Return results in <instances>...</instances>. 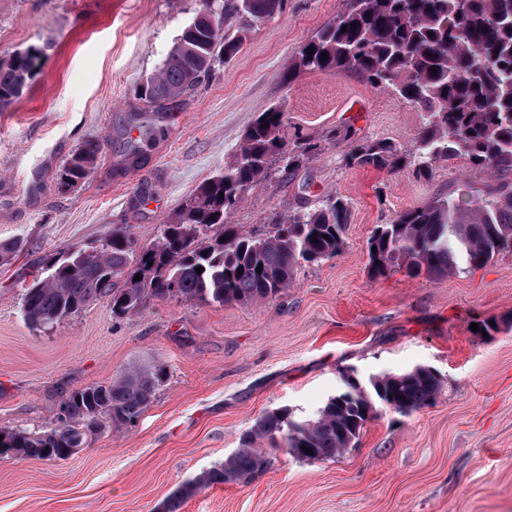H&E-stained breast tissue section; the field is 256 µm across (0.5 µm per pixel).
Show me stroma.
Wrapping results in <instances>:
<instances>
[{"label":"stroma","mask_w":512,"mask_h":512,"mask_svg":"<svg viewBox=\"0 0 512 512\" xmlns=\"http://www.w3.org/2000/svg\"><path fill=\"white\" fill-rule=\"evenodd\" d=\"M344 0H285L158 120L135 89L153 74L201 0H0V62L30 47L41 65L0 112V239L24 249L0 264V429L52 426L69 390L112 380L135 362L167 381L134 426H107L57 462L0 457V512H161L183 481L223 462L256 419L277 409L314 417L359 378L433 368L431 406L380 408L336 459L300 461L270 449L252 483L220 484L179 512H512V252L429 279L368 272L376 225L439 195L473 199L493 178L463 159L388 172L347 167L356 142L416 144L422 112L353 73L282 78ZM286 113L282 134L317 153L291 176L253 188L228 217L246 232L300 201L333 191L351 212L343 250L300 268L273 300L224 307L155 301L124 318L104 301L50 329L25 319L29 272L69 247L130 225L143 242L205 178L230 164L256 113ZM89 139L103 153L77 188L59 169ZM145 143L141 167L120 169L125 141Z\"/></svg>","instance_id":"obj_1"}]
</instances>
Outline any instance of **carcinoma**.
<instances>
[{
	"mask_svg": "<svg viewBox=\"0 0 512 512\" xmlns=\"http://www.w3.org/2000/svg\"><path fill=\"white\" fill-rule=\"evenodd\" d=\"M282 6L283 0H203L193 29L183 31L136 96L156 115L167 113L216 63L240 51L246 29ZM229 19L241 27L224 28ZM323 54L328 59H320ZM39 59L40 51L30 47L0 63V112L22 95ZM311 72H353L426 114L413 151L386 139L363 140L346 155V166L396 171L412 165L429 178L433 162L460 157L502 178L478 201L440 196L377 225L368 241L376 248L369 253L372 277L394 267L412 276H448L512 250V182L503 179L512 176V0H345L288 65L290 79ZM285 122L278 106L258 113L234 160L204 179L151 242L141 244L130 230L116 227L98 244L72 248L35 270L23 295L29 324L49 329L101 300L119 318L154 300L221 306L271 300L290 288L304 264L336 256L345 245L349 203L332 191L272 217L259 233L226 223L250 190L271 177L272 166L292 175L316 153L317 144L302 137L286 142ZM102 150L100 141H86L64 164L58 188L83 183ZM22 248L20 240H0V263ZM164 378L162 368L138 362L109 382L73 389L58 402L53 427L0 430V448H12L22 459H66L105 424H133ZM346 385L313 418L295 420L286 409L262 416L224 462L179 485L165 512H178L186 499L215 484L246 482L266 470L272 458L259 448L264 441L299 460H332L354 445L376 417L377 404L413 413L435 400L441 379L431 368L416 367L373 375L366 387L349 379Z\"/></svg>",
	"mask_w": 512,
	"mask_h": 512,
	"instance_id": "cac0c4a2",
	"label": "carcinoma"
}]
</instances>
